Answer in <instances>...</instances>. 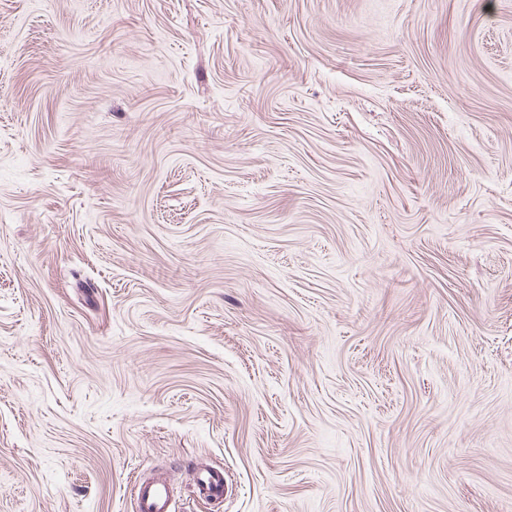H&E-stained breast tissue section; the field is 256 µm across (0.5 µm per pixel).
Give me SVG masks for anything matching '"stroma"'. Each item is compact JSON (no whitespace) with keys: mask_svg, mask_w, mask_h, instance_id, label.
<instances>
[{"mask_svg":"<svg viewBox=\"0 0 512 512\" xmlns=\"http://www.w3.org/2000/svg\"><path fill=\"white\" fill-rule=\"evenodd\" d=\"M153 472L512 512V0H0V512Z\"/></svg>","mask_w":512,"mask_h":512,"instance_id":"35a3bbf8","label":"stroma"}]
</instances>
